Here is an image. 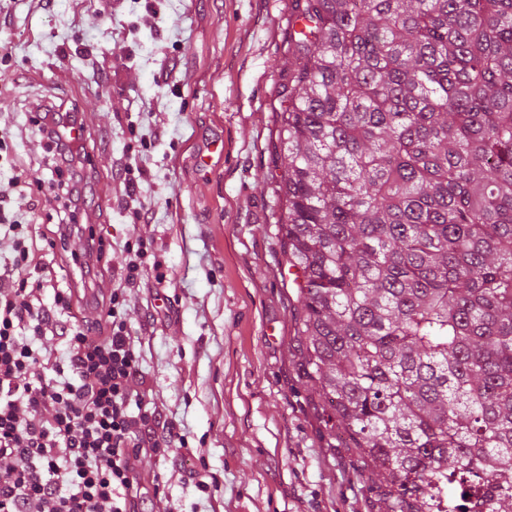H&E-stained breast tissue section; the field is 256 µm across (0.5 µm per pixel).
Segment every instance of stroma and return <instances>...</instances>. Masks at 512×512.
<instances>
[{
	"mask_svg": "<svg viewBox=\"0 0 512 512\" xmlns=\"http://www.w3.org/2000/svg\"><path fill=\"white\" fill-rule=\"evenodd\" d=\"M294 0H0V190L7 220L52 288L123 291L140 354L141 406L179 427L187 450L141 459L147 512H385L359 449L332 438L299 369L295 274L286 263L272 153ZM74 108L91 194L85 233L47 245L54 206L37 205L52 147L36 99ZM138 183L122 195L112 167ZM149 222H141V214ZM143 240L140 283L124 285L127 243ZM205 479L208 492L195 483Z\"/></svg>",
	"mask_w": 512,
	"mask_h": 512,
	"instance_id": "stroma-1",
	"label": "stroma"
}]
</instances>
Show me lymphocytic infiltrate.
Returning <instances> with one entry per match:
<instances>
[{"label":"lymphocytic infiltrate","mask_w":512,"mask_h":512,"mask_svg":"<svg viewBox=\"0 0 512 512\" xmlns=\"http://www.w3.org/2000/svg\"><path fill=\"white\" fill-rule=\"evenodd\" d=\"M39 135L55 146L54 165L70 172L72 203L85 199L88 173L81 122L55 101L38 102ZM11 256L0 266V512H143L138 463L188 441L162 413L130 412L141 385L140 360L112 291L104 321L64 326L72 289L40 301L22 224L5 231ZM65 340L52 362L39 341Z\"/></svg>","instance_id":"f902f5d3"}]
</instances>
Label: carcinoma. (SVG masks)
Wrapping results in <instances>:
<instances>
[{
	"label": "carcinoma",
	"mask_w": 512,
	"mask_h": 512,
	"mask_svg": "<svg viewBox=\"0 0 512 512\" xmlns=\"http://www.w3.org/2000/svg\"><path fill=\"white\" fill-rule=\"evenodd\" d=\"M301 366L387 512H512V0H295Z\"/></svg>",
	"instance_id": "obj_1"
}]
</instances>
